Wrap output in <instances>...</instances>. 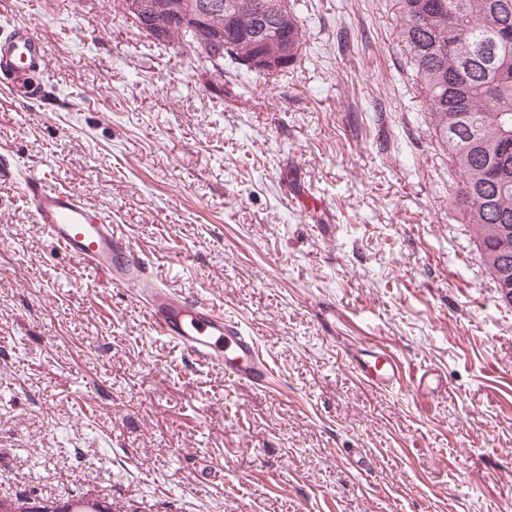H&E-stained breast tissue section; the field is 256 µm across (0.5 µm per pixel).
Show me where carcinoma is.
<instances>
[{
    "label": "carcinoma",
    "instance_id": "cac0c4a2",
    "mask_svg": "<svg viewBox=\"0 0 512 512\" xmlns=\"http://www.w3.org/2000/svg\"><path fill=\"white\" fill-rule=\"evenodd\" d=\"M210 15L214 32L237 42L264 23L288 35L297 62L304 23L281 0H247ZM405 47L427 112L460 174L454 205L472 225L480 258L495 285L512 281V0H399ZM137 29H161L169 44L193 50L196 31L170 26L160 11Z\"/></svg>",
    "mask_w": 512,
    "mask_h": 512
}]
</instances>
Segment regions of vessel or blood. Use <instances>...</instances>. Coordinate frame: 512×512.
Wrapping results in <instances>:
<instances>
[{
  "instance_id": "1",
  "label": "vessel or blood",
  "mask_w": 512,
  "mask_h": 512,
  "mask_svg": "<svg viewBox=\"0 0 512 512\" xmlns=\"http://www.w3.org/2000/svg\"><path fill=\"white\" fill-rule=\"evenodd\" d=\"M47 53L29 29L16 28L0 36V73L9 75L21 92L31 70ZM20 189L44 234L73 261L103 274L111 285L133 289L154 331L201 363L219 366L226 377L256 388L266 387L272 370L260 354L254 336L213 306L168 288L145 285L146 263L130 238L75 191L53 186L37 177L25 178ZM346 359L370 387L386 391L406 387L427 396L435 369L406 368L393 353L352 344Z\"/></svg>"
}]
</instances>
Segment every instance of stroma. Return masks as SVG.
I'll return each instance as SVG.
<instances>
[{"instance_id":"obj_1","label":"stroma","mask_w":512,"mask_h":512,"mask_svg":"<svg viewBox=\"0 0 512 512\" xmlns=\"http://www.w3.org/2000/svg\"><path fill=\"white\" fill-rule=\"evenodd\" d=\"M296 4L306 50L266 79L211 76L120 0H0V29L47 46L36 97L0 79V500L512 512V306L452 202L398 0ZM29 175L110 216L156 285L240 322L271 388L198 363L52 245ZM349 343L438 369L446 396L373 390Z\"/></svg>"}]
</instances>
